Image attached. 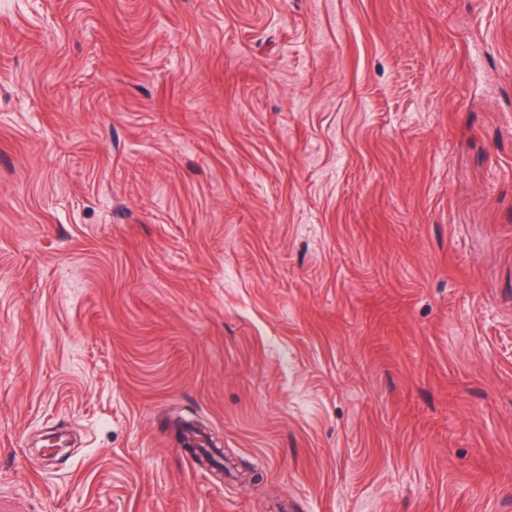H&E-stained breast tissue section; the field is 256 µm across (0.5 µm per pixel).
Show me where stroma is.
<instances>
[{"label":"stroma","instance_id":"1","mask_svg":"<svg viewBox=\"0 0 512 512\" xmlns=\"http://www.w3.org/2000/svg\"><path fill=\"white\" fill-rule=\"evenodd\" d=\"M0 512H512V0H0Z\"/></svg>","mask_w":512,"mask_h":512}]
</instances>
